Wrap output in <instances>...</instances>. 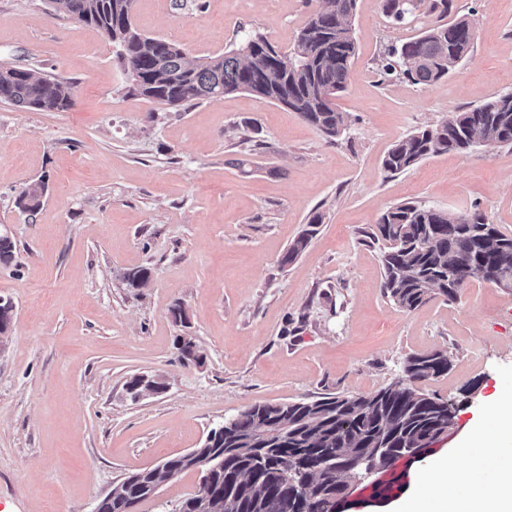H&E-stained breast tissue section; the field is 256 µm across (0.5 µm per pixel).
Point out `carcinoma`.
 <instances>
[{
	"label": "carcinoma",
	"instance_id": "carcinoma-1",
	"mask_svg": "<svg viewBox=\"0 0 512 512\" xmlns=\"http://www.w3.org/2000/svg\"><path fill=\"white\" fill-rule=\"evenodd\" d=\"M135 0H47L51 11L93 25L119 47L124 72L134 94L159 104L182 106L226 94L248 92L296 112L333 142L345 130L344 113L333 98L346 89L356 41L350 25L357 0H320L299 31L293 48L276 49L260 35L222 55L187 60L177 45L141 33L134 24ZM448 13L449 0H382L385 16L402 22L420 7ZM473 29L466 17L438 24L389 51L384 74L395 70L415 85H430L448 76L468 56ZM53 76L24 65H0V102L35 111H64L72 105ZM512 145V92L501 93L442 124L420 129L394 144L382 161L387 174L404 172L430 156L464 152L470 147ZM47 183L39 180L16 198L29 216L43 206ZM321 216L313 215L289 245L280 265L292 263L318 233ZM370 243L382 244L380 262L384 293L403 311H412L439 294L449 300L470 279L493 281L512 271V235L485 216L453 214L412 202L385 212ZM11 237L0 235V266L15 262ZM445 350L408 358L410 383H391L369 395L328 394L285 404L256 403L224 420L192 450L209 459L205 478L208 512H337V493L349 475L341 468L288 475L286 459L313 462L329 453L341 460L370 455L382 448V466L391 467L406 448H427L448 434L459 405L419 391L415 383L448 372ZM191 468L186 455L128 475L101 499L96 512H128L146 499L153 483ZM308 483L303 492L300 484Z\"/></svg>",
	"mask_w": 512,
	"mask_h": 512
}]
</instances>
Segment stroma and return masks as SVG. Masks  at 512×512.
<instances>
[{
    "label": "stroma",
    "instance_id": "stroma-1",
    "mask_svg": "<svg viewBox=\"0 0 512 512\" xmlns=\"http://www.w3.org/2000/svg\"><path fill=\"white\" fill-rule=\"evenodd\" d=\"M318 0H135L147 35L189 60L236 46L249 32L293 44ZM474 29L468 57L430 85L384 75L388 48L437 24L419 12L387 18L357 0L348 120L327 142L297 113L247 92L170 107L130 91L116 48L99 30L53 15L46 0H0V65L55 75L73 101L61 112L0 102V234L19 269L0 268L16 305L0 345V512H94L127 475L198 447L225 418L257 402L367 395L402 377L406 358L447 351V374L421 382L464 401L434 446L460 443L512 381V288L476 279L457 299L396 307L382 288L379 249L365 232L413 202L483 213L512 234V146H476L387 175L398 141L451 113L512 92V0H450ZM241 166H234V159ZM48 182L36 217L15 200ZM318 234L279 260L313 214ZM146 268L147 287L126 273ZM183 303L188 326L171 308ZM206 359L179 360L176 336ZM165 390L139 401L133 375ZM379 504L354 490L349 512H391L418 465ZM200 473L165 482L138 512H179Z\"/></svg>",
    "mask_w": 512,
    "mask_h": 512
}]
</instances>
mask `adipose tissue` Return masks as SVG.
I'll use <instances>...</instances> for the list:
<instances>
[{"mask_svg":"<svg viewBox=\"0 0 512 512\" xmlns=\"http://www.w3.org/2000/svg\"><path fill=\"white\" fill-rule=\"evenodd\" d=\"M512 400H496L487 416L448 455L418 473L396 512H512Z\"/></svg>","mask_w":512,"mask_h":512,"instance_id":"adipose-tissue-1","label":"adipose tissue"}]
</instances>
